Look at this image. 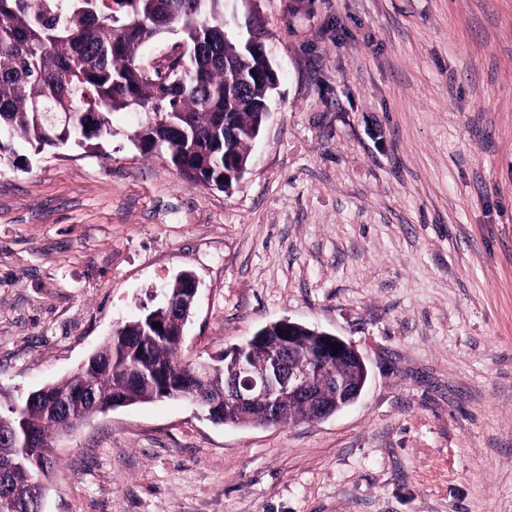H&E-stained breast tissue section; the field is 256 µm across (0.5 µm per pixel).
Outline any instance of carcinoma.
<instances>
[{
  "mask_svg": "<svg viewBox=\"0 0 512 512\" xmlns=\"http://www.w3.org/2000/svg\"><path fill=\"white\" fill-rule=\"evenodd\" d=\"M224 0H0V154L4 140L20 138L40 151L68 143L84 144L112 136L109 115L137 112L145 122L134 132L146 155L159 149L191 185L226 191L233 172L249 163L253 143L267 118L271 77L260 49L228 31ZM177 32L190 51L154 68L146 46ZM179 281L167 288L173 310L154 308L115 329L95 353L90 369L50 384L35 400H25L29 427L39 447H18L11 409L0 413V470L14 494L9 512H33L35 491L54 466L49 443L101 412L94 404L74 405L62 416L58 397L90 382L103 405L116 407L156 400L203 398L217 403L206 410L223 425L267 426L307 420L314 408L284 397L272 417L259 406L242 415L216 402L224 389V356L194 379L197 363L180 358L184 326L192 309ZM161 328H156L153 323ZM278 326L267 324L238 345L260 366L276 350ZM323 332L298 325L292 350L295 366L315 368L313 385L332 410L336 380L367 381V366L350 358L318 366L313 346Z\"/></svg>",
  "mask_w": 512,
  "mask_h": 512,
  "instance_id": "obj_1",
  "label": "carcinoma"
}]
</instances>
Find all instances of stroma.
<instances>
[{"mask_svg":"<svg viewBox=\"0 0 512 512\" xmlns=\"http://www.w3.org/2000/svg\"><path fill=\"white\" fill-rule=\"evenodd\" d=\"M282 72L233 189L191 185L116 112L97 146L0 159V400L74 374L198 285L181 357L287 318L369 378L315 422L182 400L53 436L42 512H512V0H228Z\"/></svg>","mask_w":512,"mask_h":512,"instance_id":"obj_1","label":"stroma"}]
</instances>
